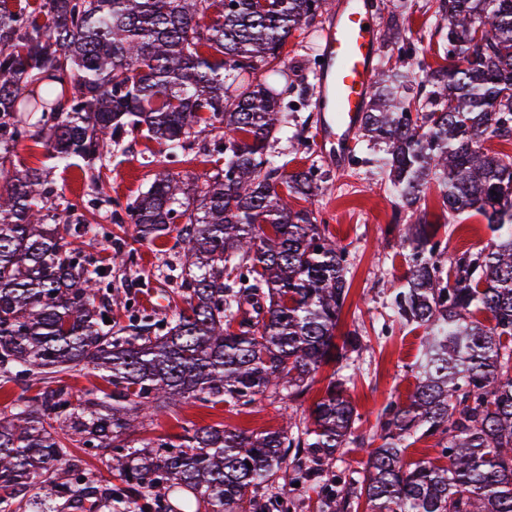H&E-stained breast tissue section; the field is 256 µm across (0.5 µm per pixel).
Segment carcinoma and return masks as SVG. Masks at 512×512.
Wrapping results in <instances>:
<instances>
[{
	"label": "carcinoma",
	"instance_id": "cac0c4a2",
	"mask_svg": "<svg viewBox=\"0 0 512 512\" xmlns=\"http://www.w3.org/2000/svg\"><path fill=\"white\" fill-rule=\"evenodd\" d=\"M431 8L446 22L447 64L413 87L395 37L407 12H389L396 62L375 81L362 130L404 206L434 182L443 210L482 215L492 236L447 262L427 214L404 225L410 262L389 309L425 330L415 388L384 408L382 444L319 512H512V160L481 146L512 139V0ZM327 13L328 0H0V388L24 385L0 408V512H123L133 498L141 512H254L275 472L290 467L303 485L314 465L364 448L344 378L331 377L308 416L288 413L309 376L342 357L349 291L347 247L294 205L317 189L310 171L285 174L270 154L292 121L283 47ZM128 136L160 150L149 188L114 216L142 241L182 245L187 308L160 335L144 316L117 331L104 321L112 267L83 244L112 230L18 160L40 143L93 179ZM212 139L224 162L191 190L170 164ZM135 262L115 238L112 263ZM78 366L103 384L33 390ZM266 394L283 403L273 431L131 440L148 415ZM417 435L439 436L448 463L406 462ZM178 492L195 503L176 508Z\"/></svg>",
	"mask_w": 512,
	"mask_h": 512
}]
</instances>
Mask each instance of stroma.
<instances>
[{"label": "stroma", "instance_id": "1", "mask_svg": "<svg viewBox=\"0 0 512 512\" xmlns=\"http://www.w3.org/2000/svg\"><path fill=\"white\" fill-rule=\"evenodd\" d=\"M410 27L405 35L414 45L413 69L422 64H442L444 46L437 33V21L428 0H407ZM288 63V78L298 87L289 107L294 122L283 130L272 152L286 171L314 167L322 170L319 188L309 200L319 221L347 246L350 256V289L345 300L337 341H344L348 332L358 331L361 347L348 352L346 360L322 367L310 380L309 390L301 403L293 404L294 414H303L322 396L330 376L348 379L346 396L360 415L356 433L366 447H378L377 417L390 401H406L413 392L415 379L411 366L423 342L422 328L395 321L388 308L389 287L407 269L408 251L397 234L389 233L393 224H410L414 218L402 208L393 194L386 175L375 160L378 152L364 138H356L352 147L357 158L338 168L324 159L316 148L320 114L318 83L313 76L307 34L297 32L283 48ZM156 143L144 139L126 140L109 156L100 185H93L78 169H47L43 147L27 143L20 148L21 162L30 168H46L59 194L65 199L86 201L112 198L126 201L147 190L151 168L147 160L157 151ZM426 212L430 222L439 224L445 258L483 246L491 231L482 216L454 215L443 211L438 192L429 189ZM121 237L135 249L137 262L127 268L112 270L111 316L115 327L128 324L132 316L151 315L155 323L170 319L179 303L177 276L181 271V250L172 243L137 240L133 225H125ZM281 424L278 412L267 398L258 399L250 407L235 410L228 406L209 407L196 402L175 413L163 412L145 419L140 437L158 435L179 440L192 427L225 426L232 429L260 432L277 429ZM364 449H345L337 460L325 467L315 483L289 492V512H317V502L326 494L336 492L349 470L363 467Z\"/></svg>", "mask_w": 512, "mask_h": 512}]
</instances>
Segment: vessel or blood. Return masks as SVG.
Wrapping results in <instances>:
<instances>
[{
    "instance_id": "obj_1",
    "label": "vessel or blood",
    "mask_w": 512,
    "mask_h": 512,
    "mask_svg": "<svg viewBox=\"0 0 512 512\" xmlns=\"http://www.w3.org/2000/svg\"><path fill=\"white\" fill-rule=\"evenodd\" d=\"M380 49L378 23L365 0H342L321 36L317 66V148L336 164L344 163L360 128Z\"/></svg>"
}]
</instances>
